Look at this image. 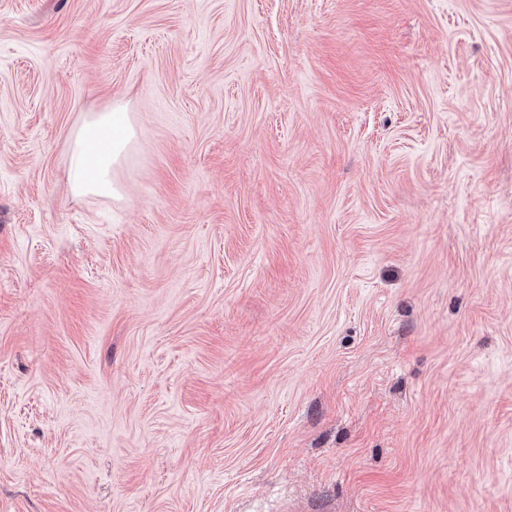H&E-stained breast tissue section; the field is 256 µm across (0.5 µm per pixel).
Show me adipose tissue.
I'll list each match as a JSON object with an SVG mask.
<instances>
[{"label": "adipose tissue", "mask_w": 512, "mask_h": 512, "mask_svg": "<svg viewBox=\"0 0 512 512\" xmlns=\"http://www.w3.org/2000/svg\"><path fill=\"white\" fill-rule=\"evenodd\" d=\"M135 120L123 101L84 116L73 129L68 154V186L77 197L121 199L122 185L114 170L134 150Z\"/></svg>", "instance_id": "obj_1"}]
</instances>
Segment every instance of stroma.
Listing matches in <instances>:
<instances>
[{"label": "stroma", "instance_id": "35a3bbf8", "mask_svg": "<svg viewBox=\"0 0 512 512\" xmlns=\"http://www.w3.org/2000/svg\"><path fill=\"white\" fill-rule=\"evenodd\" d=\"M0 512H512V0H0ZM138 132L132 112L121 100L87 113L73 129L68 154V186L77 197L119 200L123 186L114 170L134 150Z\"/></svg>", "mask_w": 512, "mask_h": 512}]
</instances>
